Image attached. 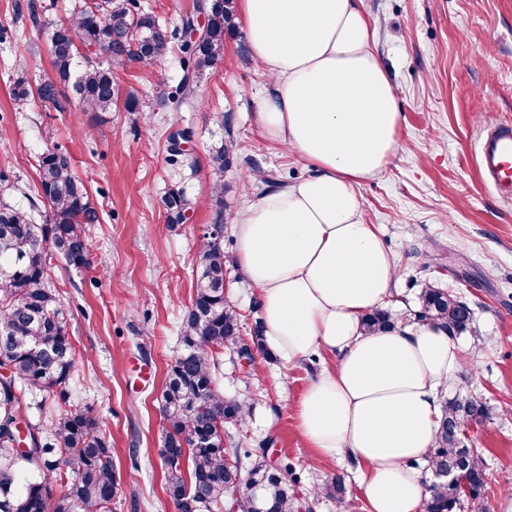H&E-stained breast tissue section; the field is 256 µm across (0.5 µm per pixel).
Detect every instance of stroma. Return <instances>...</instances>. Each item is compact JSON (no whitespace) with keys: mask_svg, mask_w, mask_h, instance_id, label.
<instances>
[{"mask_svg":"<svg viewBox=\"0 0 512 512\" xmlns=\"http://www.w3.org/2000/svg\"><path fill=\"white\" fill-rule=\"evenodd\" d=\"M74 4L0 0V206L29 207L45 149L70 156L100 215L89 227L91 268L56 261L50 268L77 351L70 399L91 405L112 439L120 477L112 512H174L162 481L160 394L180 350L203 234L216 207L229 222L264 191L254 169L286 183L310 167L256 127L253 114L269 83L241 35L227 39L223 64L199 79L197 96L176 112L163 102L180 78L175 49L161 65L117 69L121 93L140 101L138 114L83 112L69 91L15 104L18 80L34 86L52 77L48 33ZM361 7L404 117L394 156L357 189L364 223L383 236L398 265L387 310L395 323L413 322L418 296L431 284L470 302L474 321L457 338L464 361L453 386L489 409L470 426L468 444L488 464V512H512V200L483 185L477 164L487 127L512 122V0H361ZM175 124L192 138L173 165L167 136ZM228 141L237 161L220 173L211 155ZM172 188L193 203L182 224L168 223L162 204ZM235 249L225 230L224 292L248 337L261 310ZM219 358L225 396L246 394L253 403L246 425L231 430L243 447L265 443L289 461L303 501L344 475L354 512H367L355 464L317 457L299 431L300 400L326 358L264 361L251 373L239 370L235 350Z\"/></svg>","mask_w":512,"mask_h":512,"instance_id":"stroma-1","label":"stroma"}]
</instances>
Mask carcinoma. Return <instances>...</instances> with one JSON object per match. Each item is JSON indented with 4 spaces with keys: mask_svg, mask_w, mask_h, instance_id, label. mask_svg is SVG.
<instances>
[{
    "mask_svg": "<svg viewBox=\"0 0 512 512\" xmlns=\"http://www.w3.org/2000/svg\"><path fill=\"white\" fill-rule=\"evenodd\" d=\"M208 16L205 38H186L190 17L173 29L140 8L139 0H79L67 22L52 29L48 52L53 78L31 87L20 81L14 98L53 99L59 86H72L83 112H110L118 105L114 68L129 62L159 64L173 45L181 52V78L168 102L179 108L196 92L199 78L224 59L225 37L235 27V0ZM111 50V64L99 52ZM234 148L225 145L212 156L220 172L231 167ZM37 194L44 207L37 222L35 206L0 208V512H112L119 486L112 463V444L102 421L88 406L70 401L69 382L77 354L56 290L48 281L50 260L75 268L90 266L92 245L86 225L99 214L84 184L73 174L68 154L48 148L38 159ZM168 223L181 224L189 201L171 190L163 199ZM199 251L191 308L181 329V348L170 365L161 393L164 421L160 454L166 495L180 512H222L224 487L248 475L257 483L273 512H295L294 467L282 465L274 474L256 448H242L224 431L251 415L250 403L227 398L217 381L218 350L256 347L273 360L261 330L250 339L241 335L240 314L224 294V236L204 234ZM422 319L440 321L455 337L470 328L473 309L462 295L433 286L419 296ZM367 331L393 326L388 313L377 310L364 320ZM47 392L57 398L58 411L41 437L42 426L29 421L24 391ZM486 406L468 392H458L443 407L428 469L435 477L426 512H455L461 504L470 512H487L483 497L488 485L487 462L464 446L463 431L486 416ZM27 429L20 439L18 425ZM27 451L20 452V443ZM252 459L242 467V459ZM322 494L343 503L344 482L336 478Z\"/></svg>",
    "mask_w": 512,
    "mask_h": 512,
    "instance_id": "obj_1",
    "label": "carcinoma"
}]
</instances>
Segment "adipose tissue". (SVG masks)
Here are the masks:
<instances>
[{
	"label": "adipose tissue",
	"mask_w": 512,
	"mask_h": 512,
	"mask_svg": "<svg viewBox=\"0 0 512 512\" xmlns=\"http://www.w3.org/2000/svg\"><path fill=\"white\" fill-rule=\"evenodd\" d=\"M244 36L272 90L254 114L269 139L312 165L233 220L236 265L256 289L267 348L333 366L308 384L299 427L310 447L360 472L369 512H421L420 470L443 414L440 387L463 356L436 322L366 331L398 266L362 220L357 188L398 148L401 114L359 0H237Z\"/></svg>",
	"instance_id": "ef3b65f1"
}]
</instances>
